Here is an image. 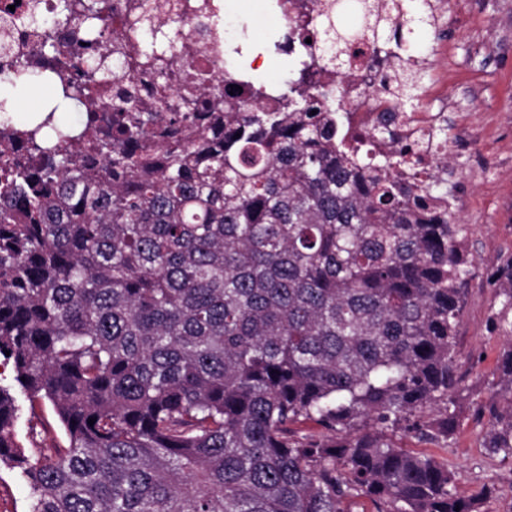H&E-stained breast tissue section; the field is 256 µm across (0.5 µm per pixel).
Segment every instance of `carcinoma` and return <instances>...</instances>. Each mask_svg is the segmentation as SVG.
I'll list each match as a JSON object with an SVG mask.
<instances>
[{"instance_id":"cac0c4a2","label":"carcinoma","mask_w":512,"mask_h":512,"mask_svg":"<svg viewBox=\"0 0 512 512\" xmlns=\"http://www.w3.org/2000/svg\"><path fill=\"white\" fill-rule=\"evenodd\" d=\"M428 2L407 6L421 30ZM107 9L58 0L54 23L87 25L92 49ZM385 23L380 46L414 61L420 41ZM42 57L67 64L51 40ZM138 65L179 83L173 111L208 105L207 71L174 69L169 49ZM423 73L404 69L397 92L412 98ZM0 83L52 90L38 138L50 161L0 169V359L69 441L25 455L0 387V462L22 470L29 512H344L360 495L376 512H474L487 490L458 497L447 464L391 441L399 429L446 440L456 424L463 227L407 210L386 166L304 121L339 87L287 80L286 116L251 82L218 96L216 146L205 130L184 145L150 138L162 94L115 104L112 138L91 117L80 132L105 159L92 173L59 144L87 85L29 68ZM0 122L29 127L8 100ZM499 280L512 310V262ZM498 369L511 397L489 405L486 442L512 456V341ZM303 423L320 433L297 434Z\"/></svg>"}]
</instances>
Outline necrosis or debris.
<instances>
[{
	"label": "necrosis or debris",
	"mask_w": 512,
	"mask_h": 512,
	"mask_svg": "<svg viewBox=\"0 0 512 512\" xmlns=\"http://www.w3.org/2000/svg\"><path fill=\"white\" fill-rule=\"evenodd\" d=\"M153 11L137 31L123 25L127 0H111V22L102 30L98 53L105 58L103 78L110 86L108 96L97 103L98 124L109 130L112 123L113 101L126 98L131 102L155 101L158 92H165L169 104L177 103L181 88L174 83H162L152 73L140 71L135 65L136 50L146 42L173 47L179 53L181 66H202L208 69L211 81L209 92L223 91L225 82L236 76L237 70L229 60L226 40L232 27L224 23L222 0H208L200 15L184 9L183 0H150ZM56 0H20L17 11H36L38 22L14 27L0 26V68L16 64L39 66L36 54L45 34H52L61 47L82 41L80 28L54 29L50 26ZM382 0H290L289 11H304L313 26L335 20L337 12L351 13L360 21L362 10H374ZM297 65L314 67L313 84L335 81L340 98L335 105L342 112V132L347 139L371 142L372 150L390 162L389 174L400 178L410 188L412 197H425L431 212L448 209L446 196H426L425 188L436 179L448 160V144L440 127L446 120L448 92L440 87L430 88V104L423 109L400 103L397 92L388 83L396 65L381 55L376 45L360 34L344 41L335 36L315 37L307 55H296ZM168 109L152 129L154 135L170 141L184 140L191 130L221 125L224 116L217 112H190L176 121ZM392 116V133L379 137L378 130L385 116Z\"/></svg>",
	"instance_id": "4bbe7bcc"
}]
</instances>
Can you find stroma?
Listing matches in <instances>:
<instances>
[{
  "instance_id": "stroma-1",
  "label": "stroma",
  "mask_w": 512,
  "mask_h": 512,
  "mask_svg": "<svg viewBox=\"0 0 512 512\" xmlns=\"http://www.w3.org/2000/svg\"><path fill=\"white\" fill-rule=\"evenodd\" d=\"M448 43V178L441 181L457 200L456 221L464 225L472 261L467 301L457 332L463 400L448 441L418 439L396 431L398 446L437 456L457 478L456 492L467 498L488 494L477 512H512V458L485 444L487 417L479 406L502 401L498 359L512 341L501 321L504 297L497 271L512 260V0H443ZM250 47L272 46L284 23L282 11L258 0L242 17ZM0 386L15 400L16 441L25 453L62 447L65 429L51 405L30 403L12 365H0Z\"/></svg>"
}]
</instances>
